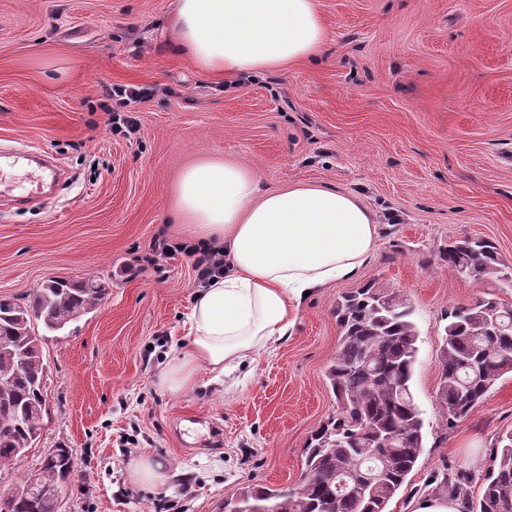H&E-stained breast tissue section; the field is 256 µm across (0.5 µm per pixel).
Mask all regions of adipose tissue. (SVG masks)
I'll list each match as a JSON object with an SVG mask.
<instances>
[{"label": "adipose tissue", "mask_w": 512, "mask_h": 512, "mask_svg": "<svg viewBox=\"0 0 512 512\" xmlns=\"http://www.w3.org/2000/svg\"><path fill=\"white\" fill-rule=\"evenodd\" d=\"M170 37L203 69L261 73L314 58L326 40L317 0H177ZM171 211L227 265L194 294L192 336L159 382L180 395L288 336L308 291L353 277L377 222L355 195L314 185L265 193L255 171L218 156L187 168Z\"/></svg>", "instance_id": "obj_1"}]
</instances>
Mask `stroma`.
Instances as JSON below:
<instances>
[{
  "instance_id": "35a3bbf8",
  "label": "stroma",
  "mask_w": 512,
  "mask_h": 512,
  "mask_svg": "<svg viewBox=\"0 0 512 512\" xmlns=\"http://www.w3.org/2000/svg\"><path fill=\"white\" fill-rule=\"evenodd\" d=\"M177 0H0V150H30L61 171L26 204L0 202V297L30 301L46 281L90 278L105 300L45 333L40 435L0 469V495L64 446L73 471L59 512H224L240 487H295L312 433L337 409L326 373L341 296L376 281L413 306L411 384L425 448L389 512H413L444 469L480 481L512 432V377L455 428L436 407L444 316L512 288L449 271L461 236L492 241L512 266V0H318L327 29L315 60L216 75L169 37ZM112 84L149 88L108 99ZM132 116L131 136L113 116ZM251 167L266 190L353 193L373 212L377 247L356 276L303 303L290 335L256 363L173 395L158 382L185 348L194 260L155 240L172 188L198 159ZM224 445H206L209 427ZM172 474L131 484V457Z\"/></svg>"
}]
</instances>
